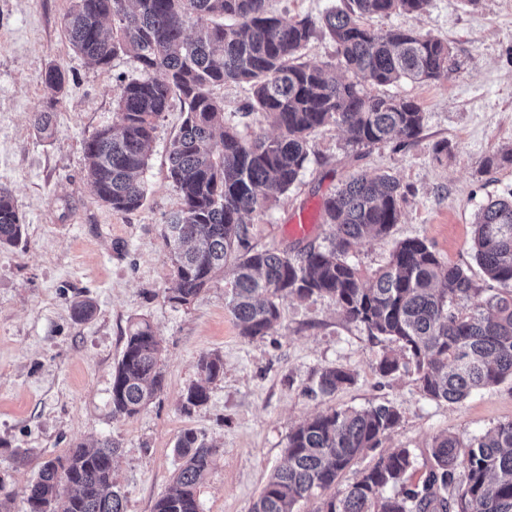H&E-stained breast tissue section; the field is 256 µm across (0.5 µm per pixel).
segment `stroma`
Listing matches in <instances>:
<instances>
[{
  "label": "stroma",
  "instance_id": "obj_1",
  "mask_svg": "<svg viewBox=\"0 0 512 512\" xmlns=\"http://www.w3.org/2000/svg\"><path fill=\"white\" fill-rule=\"evenodd\" d=\"M344 0H270L278 13L316 24L306 56L344 76L336 45L322 27L328 7ZM73 0H0V186L12 191L24 219L21 241L0 248V490L10 512H26L24 487L42 465L79 442L109 437L119 450L114 479L126 512H152L174 485L180 464L174 452L183 429L219 446L197 489L201 512H251L269 475L284 463L288 434L328 408L396 407L399 425L379 449L356 459L343 476L374 463L380 451L413 449L417 464L407 483L422 481L439 435L468 439L512 420V381L486 387L459 403L421 394L413 373L382 376L388 345L346 321L323 296L280 302V319L265 336L240 335L227 306L228 281H215L185 305L169 300L175 286L162 229L181 207L168 178V150L183 121L172 103L157 122L145 175V206L116 214L99 204L86 178L85 142L116 119L119 77L138 75L127 56L108 68L89 64L70 44L62 19ZM363 23L381 31L410 24L447 42L448 78L402 80L377 86L373 95L417 101L425 112L421 133L409 144L385 140L349 145L334 126L309 138V163L299 182L255 216L251 242L259 249L290 251L298 239L285 231L304 211L320 214L324 199L354 174L387 173L404 192L401 221L384 239L354 246L351 260L362 279L373 277L398 240L420 237L443 262L470 269L475 287L486 280L472 252L473 222L489 201L512 193V163L488 158L512 147V0H429L416 17L373 16ZM59 65L67 84L52 98L39 77ZM226 120L245 133L272 134L262 113L241 117L251 90L226 84L215 91ZM52 114L51 134L40 133L35 113ZM449 152L436 160L435 146ZM90 298L93 317L78 322L70 305ZM144 318L162 344L166 386L131 417L112 414V373L131 321ZM219 353L223 377L211 384L208 402L186 414L185 390L199 379L202 354ZM343 367L353 381L331 396L313 388L322 369Z\"/></svg>",
  "mask_w": 512,
  "mask_h": 512
}]
</instances>
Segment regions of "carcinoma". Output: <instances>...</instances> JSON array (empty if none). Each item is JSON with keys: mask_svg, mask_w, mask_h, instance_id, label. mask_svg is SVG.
<instances>
[{"mask_svg": "<svg viewBox=\"0 0 512 512\" xmlns=\"http://www.w3.org/2000/svg\"><path fill=\"white\" fill-rule=\"evenodd\" d=\"M427 2L349 0L327 10L324 26L350 74L344 80L304 58L313 23L274 13L269 0H74L64 29L73 48L97 67L128 55L138 63L140 75L117 84V119L85 144L87 179L96 201L112 212L144 206L143 174L157 120L173 99L181 103L184 118L170 143L168 178L182 206L163 232L176 282L170 302L188 304L228 268V307L240 334L255 338L274 328L281 299L327 296L347 321L398 347L380 357L382 375L412 370L425 397L456 403L512 380V192L488 202L474 222L473 258L494 287L469 308L460 302L480 289L468 271L442 262L421 238L397 242L368 282L349 260L355 245L388 236L400 222L401 186L386 173L353 175L325 199L328 245L293 256L250 245L253 217L269 198L297 184L315 131L338 126L356 146L393 137L408 143L420 134L425 113L419 103L369 95L360 80L378 86L439 81L450 73L448 44L409 26L375 31L361 19L412 16ZM40 80L59 95L66 74L50 64ZM230 82L250 86L244 110L264 114L276 135H244L226 122L214 89ZM23 229L12 191L0 187V247L16 245ZM161 354L150 323H131L112 374L113 415H134L163 391ZM197 368L201 381L181 400L187 414L208 402L224 360L206 353ZM352 381L347 369L327 367L317 388L331 395ZM400 419L395 407L377 404L330 408L304 421L288 434L286 465L270 476L252 512H297L299 502L311 499L319 500L315 512H512L511 420L466 441L451 432L438 436L418 484L404 483L415 456L401 447L380 454L336 489L352 462L378 447ZM175 451L181 459L176 488L155 501L153 512H201L198 485L218 449L186 429ZM115 454L112 440L97 439L47 462L25 488L28 512H125L112 477ZM460 465L467 470L463 483Z\"/></svg>", "mask_w": 512, "mask_h": 512, "instance_id": "carcinoma-1", "label": "carcinoma"}]
</instances>
